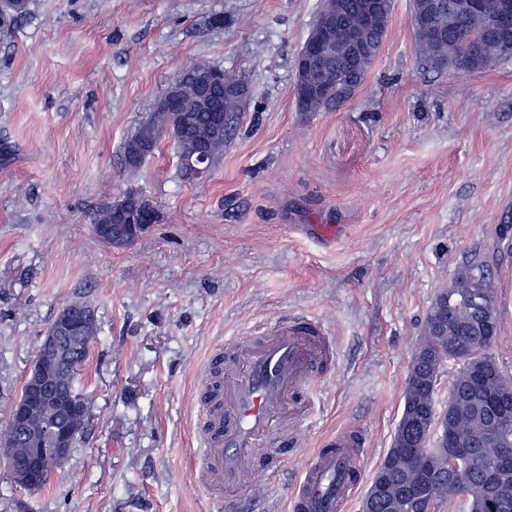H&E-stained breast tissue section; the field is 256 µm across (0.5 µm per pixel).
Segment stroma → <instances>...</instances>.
Returning <instances> with one entry per match:
<instances>
[{"mask_svg": "<svg viewBox=\"0 0 512 512\" xmlns=\"http://www.w3.org/2000/svg\"><path fill=\"white\" fill-rule=\"evenodd\" d=\"M321 0H33L0 43V430L46 327L89 303L98 331L76 386L85 432L49 486L0 512H203L189 476L198 367L277 315L322 317L338 359L320 409L281 459L336 426L383 461L427 311L466 257L488 266L512 377V63L478 72L419 58L412 0L340 107L300 112L294 63ZM222 25H214L215 16ZM249 84L224 152L189 180L169 139L137 172L124 145L179 69ZM161 219L125 249L92 218L129 188Z\"/></svg>", "mask_w": 512, "mask_h": 512, "instance_id": "1", "label": "stroma"}]
</instances>
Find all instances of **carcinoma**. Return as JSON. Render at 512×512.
Returning <instances> with one entry per match:
<instances>
[{"label": "carcinoma", "instance_id": "obj_1", "mask_svg": "<svg viewBox=\"0 0 512 512\" xmlns=\"http://www.w3.org/2000/svg\"><path fill=\"white\" fill-rule=\"evenodd\" d=\"M415 37L430 64L444 58L452 68L474 72L491 62H512V38L484 41L482 27L469 16L437 41L425 40L418 30ZM172 84L181 89L185 101L195 102L198 90L186 82L185 71ZM240 107L229 103L220 120L208 109L199 110L188 123L177 111L155 112L125 143L124 153L133 155L128 166L138 168L166 133L175 146L210 143V158L216 159L223 152L224 139L215 138V128L229 123ZM114 206L106 204L96 213L93 228L119 223ZM97 329L94 321L84 332L65 338L66 360L56 372L62 387H75ZM498 333L490 276L482 262L470 260L458 268L448 287L436 293L428 310L408 367L403 410L391 448L364 498L367 512H419L409 497L414 488L438 510L450 504L462 512H512V467H504L498 454L500 446L512 441V378L493 353ZM449 361L457 370L449 382L448 408L439 411L440 372ZM433 433V448L422 451V437ZM450 448L470 449L452 469L448 468Z\"/></svg>", "mask_w": 512, "mask_h": 512}]
</instances>
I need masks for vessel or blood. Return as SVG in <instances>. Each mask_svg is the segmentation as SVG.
I'll return each mask as SVG.
<instances>
[{
	"label": "vessel or blood",
	"instance_id": "obj_1",
	"mask_svg": "<svg viewBox=\"0 0 512 512\" xmlns=\"http://www.w3.org/2000/svg\"><path fill=\"white\" fill-rule=\"evenodd\" d=\"M336 365L328 325L306 316L272 318L245 338L215 344L199 371L192 480L209 512H272L278 472L264 463L270 442L298 443L317 404L315 385ZM363 430L322 438L290 488L289 512H341L362 482Z\"/></svg>",
	"mask_w": 512,
	"mask_h": 512
}]
</instances>
